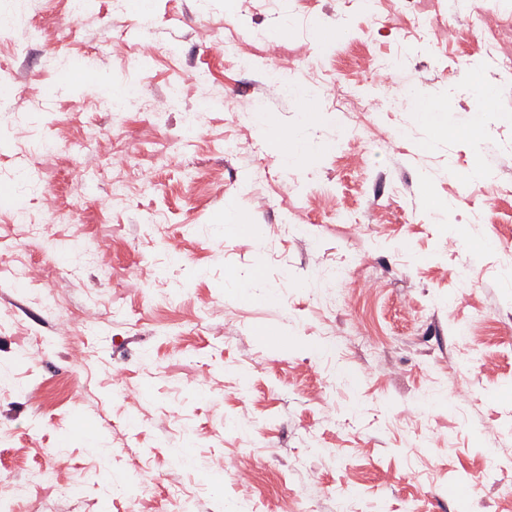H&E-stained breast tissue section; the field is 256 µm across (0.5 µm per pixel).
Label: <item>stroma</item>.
Wrapping results in <instances>:
<instances>
[{"label":"stroma","instance_id":"stroma-1","mask_svg":"<svg viewBox=\"0 0 512 512\" xmlns=\"http://www.w3.org/2000/svg\"><path fill=\"white\" fill-rule=\"evenodd\" d=\"M151 18L121 0L77 18L70 0H31L0 40L16 87L0 102V196L14 202L0 206V483L61 454L78 487H31L14 512H128L112 488L132 478L141 512H167L175 487L190 512H512L496 495L512 483V82L485 73L495 97L476 143L477 39L421 46L399 0L371 14L361 0H153ZM315 18L332 41L312 35ZM401 50L407 64L372 86L365 58ZM312 58L327 70L305 131L316 151L288 171L251 115L293 130L304 105L276 69L293 62L304 82ZM134 79L164 112L109 108L108 88ZM409 84L446 108L448 131L411 107L375 109ZM339 91L370 112L333 109ZM357 124L359 148L345 138ZM44 136L66 152L33 154ZM102 137L110 156L92 148ZM235 138L252 149L225 153ZM478 166L503 177L473 183ZM230 203L258 240L225 235ZM17 207L54 249L13 226ZM83 241L105 242L100 263L83 261ZM17 261L47 278L16 287ZM339 262L352 277L333 305L319 275ZM454 387L472 401L449 405ZM225 457L234 470L213 468Z\"/></svg>","mask_w":512,"mask_h":512}]
</instances>
